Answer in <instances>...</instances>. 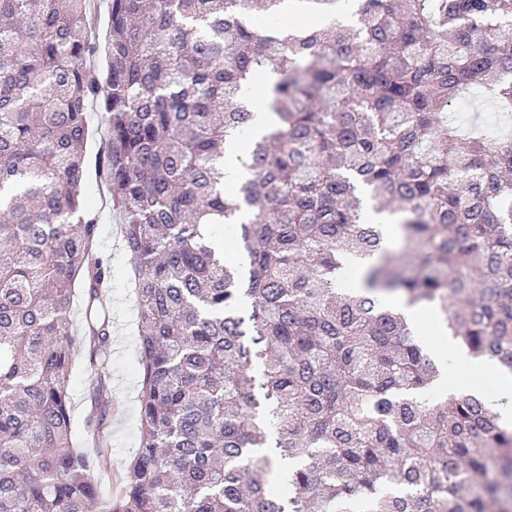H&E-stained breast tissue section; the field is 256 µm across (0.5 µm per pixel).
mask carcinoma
<instances>
[{
    "instance_id": "obj_1",
    "label": "carcinoma",
    "mask_w": 512,
    "mask_h": 512,
    "mask_svg": "<svg viewBox=\"0 0 512 512\" xmlns=\"http://www.w3.org/2000/svg\"><path fill=\"white\" fill-rule=\"evenodd\" d=\"M91 2L0 0V512H512V428L474 395L433 399L440 368L385 303L512 372V0H300L318 26L292 30L284 0H106L102 69ZM269 72L268 99L236 103ZM91 106L142 367L106 500ZM265 108L228 193L226 148ZM83 353L94 458L71 443Z\"/></svg>"
}]
</instances>
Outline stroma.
Segmentation results:
<instances>
[{"instance_id": "35a3bbf8", "label": "stroma", "mask_w": 512, "mask_h": 512, "mask_svg": "<svg viewBox=\"0 0 512 512\" xmlns=\"http://www.w3.org/2000/svg\"><path fill=\"white\" fill-rule=\"evenodd\" d=\"M81 195L89 209L100 212L97 247L108 260L111 286L104 293L102 302L112 314L111 364L107 370L113 407L118 410L110 427L111 461L126 466L131 451L139 441L138 385L141 369L136 348V310L130 288V271L121 243L120 226L111 217L106 202V191L95 172H88ZM93 369L88 358H80L71 377V414L73 441L76 447L89 448L95 430L86 423L90 410L87 399V382Z\"/></svg>"}]
</instances>
